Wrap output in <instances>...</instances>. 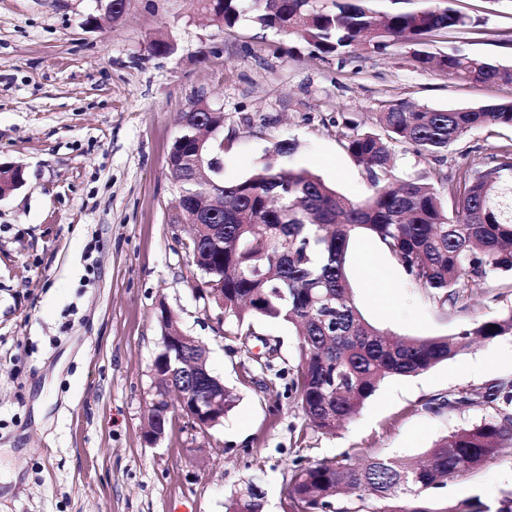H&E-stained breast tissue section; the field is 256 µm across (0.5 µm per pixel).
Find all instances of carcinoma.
<instances>
[{"label":"carcinoma","mask_w":512,"mask_h":512,"mask_svg":"<svg viewBox=\"0 0 512 512\" xmlns=\"http://www.w3.org/2000/svg\"><path fill=\"white\" fill-rule=\"evenodd\" d=\"M226 27L252 9L253 21L340 59L359 47L384 52L399 41L420 45L434 32L461 29L467 17L451 7L393 13L382 19L349 0H197ZM413 65L467 84H512V66L455 52L413 50ZM218 121L199 108L182 123L172 147L185 161L195 152L197 121ZM382 129L353 131L346 148L363 167L373 193L354 201L284 158L295 143L281 140L271 160L248 177L225 183L217 172L182 184L191 197L215 200L211 235L190 237L189 253L207 254L202 291L224 284V319L245 348L256 337L252 319H282L293 326L301 362L291 391L306 426L325 434L355 416L388 378L416 376L460 355L472 339L512 336V311L473 323L448 338H401L369 322L354 299L347 272L352 237L364 232L394 254L403 272L443 305L457 300L461 281L479 284L512 271V144L491 164L455 180L441 172L399 180L390 170L392 143L439 160L448 145L478 127H512V102L438 109L407 100L375 113ZM488 420L441 438L424 458L402 462L373 457L362 465L347 454L303 467L294 462L287 497L293 512H512V491L495 509L480 502L430 507L428 491L477 472L505 442H512V387L497 383L478 393ZM357 492L343 506L341 487ZM264 492L253 480L233 492L225 512H263Z\"/></svg>","instance_id":"cac0c4a2"}]
</instances>
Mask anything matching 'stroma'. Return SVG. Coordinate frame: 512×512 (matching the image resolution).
<instances>
[{
	"label": "stroma",
	"mask_w": 512,
	"mask_h": 512,
	"mask_svg": "<svg viewBox=\"0 0 512 512\" xmlns=\"http://www.w3.org/2000/svg\"><path fill=\"white\" fill-rule=\"evenodd\" d=\"M364 5L379 15L451 6L473 27L432 36L428 51L512 66V0ZM158 37L173 54L149 51ZM409 55L403 43L343 60L319 55L247 13L224 27L197 0H127L116 23L98 0H0V164L22 166L25 178L0 200V512H224L254 477L263 512H285L295 458L415 461L487 417L477 403H427L511 382L512 336L385 380L333 434L306 428L286 390L300 362L294 327L256 319L285 376L249 371L223 310L198 291L189 225L169 221L177 189L167 154L192 103L224 115L214 137L224 182L248 176L273 143L290 139L289 167L360 201L372 186L345 148L346 119L373 129V113L400 99L437 108L512 101L510 84H462L416 69ZM506 144L511 127L473 130L449 145L441 169L451 178L480 169ZM347 265L363 315L399 336L449 337L512 308L511 273L462 285L457 302L442 306L363 233ZM380 270L389 284L375 279ZM163 304L238 400L205 434L176 417L152 447L143 434ZM510 489L507 444L429 496L438 508L472 499L492 507Z\"/></svg>",
	"instance_id": "stroma-1"
}]
</instances>
